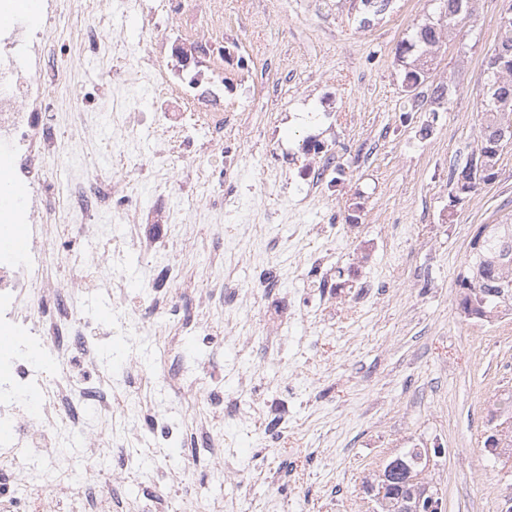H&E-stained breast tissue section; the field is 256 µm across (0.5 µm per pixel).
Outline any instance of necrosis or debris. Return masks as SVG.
Masks as SVG:
<instances>
[{
	"label": "necrosis or debris",
	"instance_id": "necrosis-or-debris-1",
	"mask_svg": "<svg viewBox=\"0 0 512 512\" xmlns=\"http://www.w3.org/2000/svg\"><path fill=\"white\" fill-rule=\"evenodd\" d=\"M140 0H45L41 11L0 28V153L11 163L0 174V185L25 190L22 208L0 209V220L19 218L30 229L31 248L41 258L31 265L27 255L0 249V333L15 335L12 349L0 357V423L9 425L16 441L0 449V483L8 494L0 498V512H128V504L112 494L113 485L139 484V468L129 452L142 438L137 429L116 431L117 418L130 406L127 381L147 383L144 364L131 355L120 362L124 385L111 382L98 368L94 343L85 334L84 316L75 304L77 295L98 289L106 272L125 250L159 256L193 246V227L220 224L224 212L238 223H275L272 214L235 207L217 178L223 155L224 114V5L222 0H181L180 11L202 15L198 31L179 30L170 39L142 38L131 42L112 35L108 20L137 12ZM87 17V24L66 28L72 15ZM96 55H107L112 67L98 83L103 105L111 115L79 109L68 97L70 42ZM112 120L111 180L85 167L57 187L50 170L68 164L71 143L96 135L104 118ZM153 136L157 169L149 173L140 156L143 132ZM151 184L153 205L143 202V184ZM176 205H169L170 197ZM117 223L177 224L173 239L133 236L111 237L102 214ZM93 243L96 271L77 266L67 275L51 277L47 265L60 252ZM223 290L226 306L237 308L238 289L225 287L220 273H210L189 291L197 318L181 320L179 295L182 280L169 270L162 287L130 293L119 277L109 281L107 295L115 310L131 321L137 335L168 336L173 322L186 334L220 336L223 325L207 310L216 290ZM55 354L61 364L56 379L37 377L30 364L32 349ZM79 357L85 377H73L68 365ZM38 390L41 410L30 417L21 399ZM215 409L240 414L238 401H225L223 389L206 380L179 387L173 398L180 418L157 423L151 447L167 448L184 440L186 414L199 401ZM121 444H114V433ZM76 436L88 461L110 460L107 477L92 484L73 479L62 448L65 436ZM22 448H47L51 469L24 461Z\"/></svg>",
	"mask_w": 512,
	"mask_h": 512
}]
</instances>
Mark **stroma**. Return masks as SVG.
<instances>
[{
	"mask_svg": "<svg viewBox=\"0 0 512 512\" xmlns=\"http://www.w3.org/2000/svg\"><path fill=\"white\" fill-rule=\"evenodd\" d=\"M175 0H150L152 14L115 19L125 37L172 34L185 16ZM226 24L241 28L224 74L226 102L251 114L224 115V153L243 203L276 212L279 238L266 263L273 296L254 294L251 225L227 217L224 280L253 293L241 321L270 330L276 343L228 342L210 351L188 339L164 354L158 339L136 345L109 314L106 294L81 295L87 333L105 338L115 358L141 356L156 382L154 411L177 416L168 400L180 380L208 378L240 400L242 416L197 409L202 425L231 438L223 483L192 441L158 451L136 448L139 478L188 465L169 505L203 496L222 512H378L367 493L386 461L411 448H439L426 473L442 492V512H499L512 487L484 450L485 434L512 419V317L495 324L464 318L457 276L479 225L512 215V152L496 177L457 205L449 203L452 166L480 137L485 59L501 38L502 0H475L473 11L440 30L424 111L411 110L395 46L436 18L435 0H393L369 15L355 0H223ZM443 96H436V89ZM431 134L421 138L420 127ZM314 137L321 152L304 153ZM292 157L278 177L265 167ZM335 163L327 182L308 190L301 170ZM190 256L174 252L146 267L131 251L116 269L132 292L147 274L183 267L196 287L214 258L209 225L194 228ZM177 377L160 381L162 365Z\"/></svg>",
	"mask_w": 512,
	"mask_h": 512,
	"instance_id": "stroma-1",
	"label": "stroma"
}]
</instances>
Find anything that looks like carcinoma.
Masks as SVG:
<instances>
[{
    "instance_id": "1",
    "label": "carcinoma",
    "mask_w": 512,
    "mask_h": 512,
    "mask_svg": "<svg viewBox=\"0 0 512 512\" xmlns=\"http://www.w3.org/2000/svg\"><path fill=\"white\" fill-rule=\"evenodd\" d=\"M444 22L454 24L464 18L467 0H439ZM440 22H428L418 29L415 36L403 39L396 45V52L405 54L406 92L410 94L411 107L423 109L425 101L418 99L414 91L424 84L429 68L421 58L433 53L440 40ZM495 50L500 52L501 64L508 70L507 76L498 81L489 77L486 99L483 103L480 135L491 140L497 135V128L507 117L512 118V36L500 42ZM464 271L477 280L474 287L480 294L473 295L474 302L482 305L487 314L494 313L498 299L490 293L507 288L512 291V216L499 224H493L482 239L478 252H471L464 261ZM389 493L394 500L408 505H417L419 499H427L423 485L410 483L401 476L392 477Z\"/></svg>"
}]
</instances>
